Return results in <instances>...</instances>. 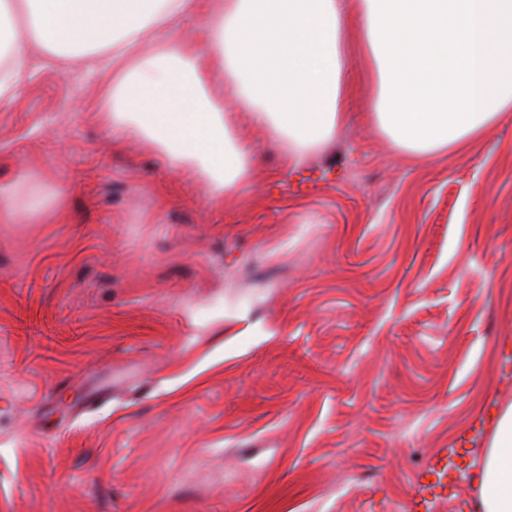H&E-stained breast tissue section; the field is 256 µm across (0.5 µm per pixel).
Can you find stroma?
Here are the masks:
<instances>
[{
	"mask_svg": "<svg viewBox=\"0 0 512 512\" xmlns=\"http://www.w3.org/2000/svg\"><path fill=\"white\" fill-rule=\"evenodd\" d=\"M351 118L233 195L113 147L98 74L0 105V512H477L512 404V112L405 158ZM447 456L446 469L437 460ZM43 177L37 172L27 174L22 183L7 188H0V223L16 224L19 213L37 214L42 208ZM25 196L20 201V192Z\"/></svg>",
	"mask_w": 512,
	"mask_h": 512,
	"instance_id": "obj_1",
	"label": "stroma"
}]
</instances>
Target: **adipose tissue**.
<instances>
[{
	"label": "adipose tissue",
	"mask_w": 512,
	"mask_h": 512,
	"mask_svg": "<svg viewBox=\"0 0 512 512\" xmlns=\"http://www.w3.org/2000/svg\"><path fill=\"white\" fill-rule=\"evenodd\" d=\"M0 104L34 69L73 60L100 76L113 143H148L164 166L234 192L253 168L246 123L293 168L330 146L369 58L370 126L415 160L458 152L512 112V0H0ZM224 74V95L208 84ZM232 99L235 111L224 108ZM43 177L0 188V223L42 208ZM480 512H512V405L480 468Z\"/></svg>",
	"instance_id": "ef3b65f1"
}]
</instances>
